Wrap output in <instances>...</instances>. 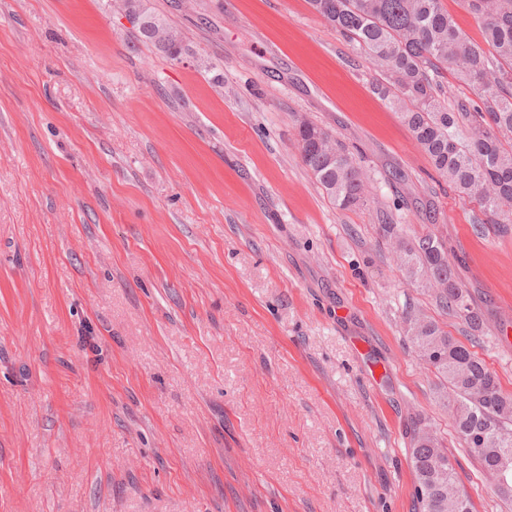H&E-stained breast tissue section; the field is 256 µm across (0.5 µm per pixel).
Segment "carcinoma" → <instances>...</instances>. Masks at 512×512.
Wrapping results in <instances>:
<instances>
[{
	"mask_svg": "<svg viewBox=\"0 0 512 512\" xmlns=\"http://www.w3.org/2000/svg\"><path fill=\"white\" fill-rule=\"evenodd\" d=\"M310 8L364 55L379 75L373 90L400 115L434 171L456 194L475 203L479 223L512 224V0H462L481 26L482 39L460 30L442 0H307ZM137 40L173 61L168 32L179 29L145 6ZM452 75L460 89L475 92L449 108L441 102L442 79ZM301 159L313 183L340 209L366 201L370 175L345 144L307 119L299 121ZM407 280L436 289L442 308L474 331L480 316L457 280L442 238L428 232L408 239L402 225H378ZM406 333L420 363L441 377L438 398L450 410L456 433L486 474L512 449V395L502 391L497 375L473 351L437 322L413 310L405 313ZM409 458L418 512H474L456 469L437 434L413 421Z\"/></svg>",
	"mask_w": 512,
	"mask_h": 512,
	"instance_id": "cac0c4a2",
	"label": "carcinoma"
}]
</instances>
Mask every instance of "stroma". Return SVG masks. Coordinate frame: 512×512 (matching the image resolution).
Masks as SVG:
<instances>
[{
    "instance_id": "1",
    "label": "stroma",
    "mask_w": 512,
    "mask_h": 512,
    "mask_svg": "<svg viewBox=\"0 0 512 512\" xmlns=\"http://www.w3.org/2000/svg\"><path fill=\"white\" fill-rule=\"evenodd\" d=\"M0 0V512H415L411 419L476 512H512L437 404L406 309L512 394V232L427 162L307 0ZM373 176L342 210L300 119ZM435 231L479 333L380 246ZM124 1L125 0H116L114 2L117 4L122 16L132 27L139 25L135 28L137 33V40L153 48L155 52L162 57L175 62L176 59L173 54V48L175 44L173 42L167 41L163 35L164 32H168L175 37L182 39L184 37L180 32L181 30L169 23L166 18L160 16L151 8L147 7L144 3V0L128 1L129 6L135 11L126 8L124 6ZM142 7H145L146 21L144 23L141 15L137 12V10H140ZM158 27H161L162 30H159Z\"/></svg>"
}]
</instances>
